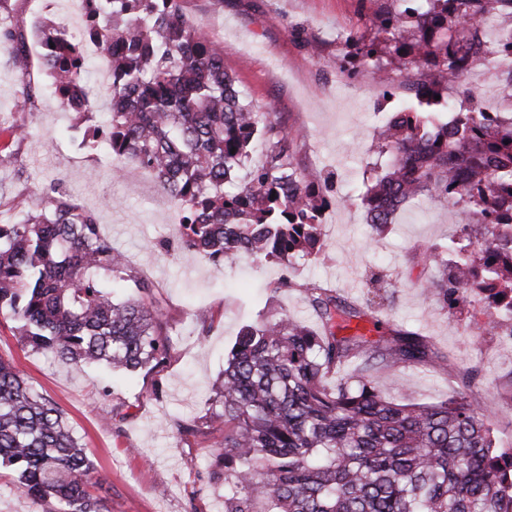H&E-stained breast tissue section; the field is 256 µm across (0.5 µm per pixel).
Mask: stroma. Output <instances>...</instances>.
<instances>
[{
  "mask_svg": "<svg viewBox=\"0 0 512 512\" xmlns=\"http://www.w3.org/2000/svg\"><path fill=\"white\" fill-rule=\"evenodd\" d=\"M15 27L30 51L28 71L0 53V212L21 216L52 185L94 210L102 233L124 252L130 268L158 288L175 346L162 371L113 373L101 366L76 370L51 355L24 350L12 321L0 318V355L13 357L34 389L57 404L85 444L106 493L109 512H224V486L202 488L196 472L210 467L222 434L185 439L180 421L206 415L213 388L242 326L259 312L285 310L311 327L319 321L299 286L314 282L356 306L365 302L371 272L395 283L382 320L427 337L447 365H417L400 373L392 398L430 402L466 391L487 409L499 444L512 448V341L491 329L492 315L478 298L454 312L424 300L419 283L434 273L418 260L421 249L455 235L462 207L428 198L400 210L379 232L353 206L325 216L323 247L294 273L276 263L242 256L224 268L186 250H166L177 206L137 167L112 176L110 157L90 146L87 130L107 117V99L92 95L84 114L61 111L45 76L37 30L60 20L70 0H8ZM371 0H190L187 17L203 24L224 51V67L245 97L281 118L294 138L296 159L309 179L335 171L336 196L355 194L377 129L405 93L402 75L372 74L339 54L336 34L372 36ZM394 92L383 100L381 89ZM25 127L19 137L15 128ZM296 285L282 287L285 275ZM211 323L198 335L200 321ZM473 382H466L469 372ZM128 405L122 427L109 424L114 407Z\"/></svg>",
  "mask_w": 512,
  "mask_h": 512,
  "instance_id": "35a3bbf8",
  "label": "stroma"
}]
</instances>
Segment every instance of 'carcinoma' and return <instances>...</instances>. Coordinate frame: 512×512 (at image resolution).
Wrapping results in <instances>:
<instances>
[{
  "mask_svg": "<svg viewBox=\"0 0 512 512\" xmlns=\"http://www.w3.org/2000/svg\"><path fill=\"white\" fill-rule=\"evenodd\" d=\"M82 2L81 32L39 29L40 57L60 107L81 113L89 110L84 43L110 55L109 118L89 135L107 148L112 174L133 163L153 178L182 212L179 246L200 259L231 266L247 254L296 268L320 243L325 210L353 199L304 175L285 124L244 98L223 50L189 22L188 0ZM406 2L396 12L380 5L372 37L341 39L364 70L405 75L415 98L379 128L382 162L363 171L357 200L376 228L392 223L399 205L428 195L466 201L458 241L424 253L441 275L419 287L446 309L460 299L458 282L486 284V309L499 311L495 327L512 336V235L491 248L468 232L473 224L512 225V97L494 126L473 106L451 122L435 110V96L448 92L467 58V32L486 15L502 28L485 52L512 53V0ZM0 50L14 69H28L26 38L7 0ZM257 137L264 153L254 163ZM461 240L472 247L464 265L448 258ZM116 276L137 296L114 300ZM281 287L302 288L321 330L286 312L243 326L216 387L219 409L178 428L187 439L224 432V448L198 475L224 481V512H512V451L498 447L487 411L462 393L411 404L385 395L400 368L442 361L432 344L378 318L375 340L344 334L384 309L383 276L370 277L362 308L315 283ZM0 317L15 323L21 348L76 369L160 371L171 354L155 284L127 267L96 213L58 185L21 220L0 223ZM348 365L353 371L335 387L324 384ZM0 465L17 471L18 489L42 512H109L94 462L63 411L2 356Z\"/></svg>",
  "mask_w": 512,
  "mask_h": 512,
  "instance_id": "1",
  "label": "carcinoma"
}]
</instances>
